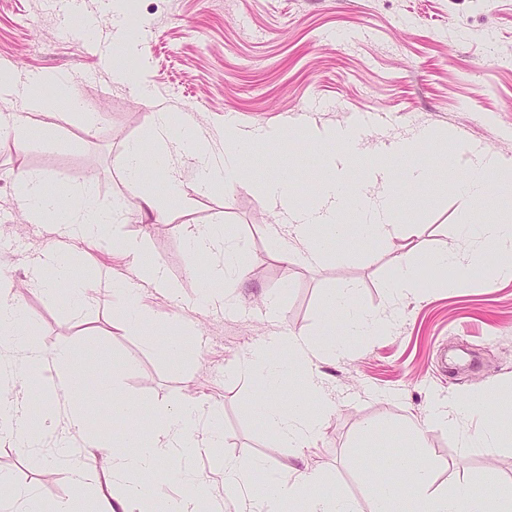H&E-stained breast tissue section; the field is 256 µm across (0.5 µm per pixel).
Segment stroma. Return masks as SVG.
<instances>
[{
	"label": "stroma",
	"mask_w": 512,
	"mask_h": 512,
	"mask_svg": "<svg viewBox=\"0 0 512 512\" xmlns=\"http://www.w3.org/2000/svg\"><path fill=\"white\" fill-rule=\"evenodd\" d=\"M123 29L112 26L111 0H75L61 10L58 0H0V68L33 83L41 74L66 76L92 120L70 113L65 101L52 109L57 139L47 142L40 118L23 133L14 124L27 113L22 96L0 91V293L19 300L35 330L34 341L51 353L70 346L76 358L91 357L104 371L116 359L132 366L121 380L130 399L155 406L193 400L220 406L222 455L249 451L282 473L310 468L321 472L359 512H370L369 474L376 459L395 455L397 425L424 431V445L437 461L431 487L452 489L485 475L512 485V444L494 448L465 446V432H479L480 419L466 431L431 421L433 407L466 394L492 390L495 416L512 422V275L494 277L499 265L488 255L483 267L445 270L427 262L429 254L452 250L464 257L471 242L460 236L463 224L494 216L491 200L502 192L491 182L485 201L464 206L457 180L441 186L404 181L398 162H390V202L402 228L382 242L363 241L342 256L320 263L302 258L283 262L272 251L270 230L277 217L255 184L286 173L300 202H311L325 175V159L341 144L316 143L308 131L352 130L358 166L387 143L408 139L423 128L448 130L478 151L512 161V0H120ZM138 53L130 56L126 44ZM145 68L151 98L116 81V64ZM168 107L173 119L190 118L199 131L217 136L225 123L248 131L284 133V141L257 144L243 154L249 184L196 190L197 162L172 152L170 166L183 197L167 210V221L140 218L145 191L164 195L161 179H129L126 146L140 142L154 153L153 101ZM303 123H296L297 114ZM42 174L49 188L72 202L91 192L103 209L121 205L110 230L143 241L141 260L161 264L176 296L149 284L140 286V304L160 334L183 332L187 350L172 364L162 348L146 347L126 329L112 306V290L98 280L129 278L133 272L120 252L88 241L69 242L54 223H28L17 200L20 173ZM422 227L412 242L406 225ZM223 226L232 242L243 245L245 275L237 281L207 280L224 262L221 251L191 253L186 230ZM74 247L73 270L92 299L72 309L67 287L47 293L34 286L33 271L45 252ZM414 261L419 285L391 299L387 284L398 265ZM460 278L448 292L441 280ZM494 286H487V279ZM353 289L359 309L393 314L387 334L346 336L337 357H312L324 391L335 402L322 418L308 447L287 448L244 406L256 396L248 381L226 375V366L245 359L271 337L288 332L316 335L328 326L322 298L337 288ZM280 316L270 319L268 300ZM377 424L370 456L357 452L365 424ZM207 423L195 431L191 475L206 477L214 512H259L248 493L227 492L224 475L206 447ZM53 444L24 451L0 434V473L29 487L48 504L71 491L69 467L52 462Z\"/></svg>",
	"instance_id": "obj_1"
}]
</instances>
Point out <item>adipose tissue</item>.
Instances as JSON below:
<instances>
[{"mask_svg":"<svg viewBox=\"0 0 512 512\" xmlns=\"http://www.w3.org/2000/svg\"><path fill=\"white\" fill-rule=\"evenodd\" d=\"M156 118L157 140L164 145L177 143L196 159L202 169L201 187L209 189L228 181H251L250 171L233 162L250 144L248 132L232 124L225 125V162L217 167L213 164V143L200 135L189 121L173 124L163 110L157 112ZM397 148L405 181L420 184L430 181L434 175L421 161L424 149L450 150L456 161L470 172L469 181L459 189L460 198L468 204L484 198L490 181L512 176L511 163L489 159L478 152L466 154L459 149L454 136L445 130L420 132L398 142ZM349 161V155L343 152L328 157V176L315 201L309 204L297 200L288 178L273 177L259 182L260 191L285 228L284 233L274 234L272 238L275 255L289 258L290 242L296 239L306 245V260L319 262L338 255L340 249L348 245L365 240L380 242L397 231L393 209L380 191L388 180L385 165L369 162L362 184L349 195L343 191ZM125 169L133 180L142 179L148 171L164 179L166 198L149 192L143 196L140 206L147 222L164 223V200L174 201L182 194L178 177L167 172L159 158L148 157L137 142L130 143L125 150ZM17 196L30 223L39 224L44 218H51L60 224L66 235L74 238H100L103 228L113 219L112 212L96 206L91 196H84L80 203H72L49 189L42 176L31 172L21 175ZM349 211L357 213L358 223H344L343 216ZM460 231L475 245L470 256L472 266H481L485 252L491 251L499 256L506 272L512 273L511 217L464 224ZM188 245L198 254L223 249L224 265L212 271V278L228 280L241 274V248L228 242L221 226L190 230ZM134 283L118 287L115 311L126 328L139 333L144 343L152 347L156 344V331L137 308ZM351 297V289L340 288L325 295L323 306L330 316L342 317L352 335L374 336L388 330L391 316L354 310ZM0 334L22 353L21 359L10 367L12 375L25 379L34 370L52 365L53 374L40 387V397L67 398V419L72 432L80 435L85 447L109 451L112 483L121 494L115 501L104 502L100 512H125L133 501L154 502L156 494L147 485V476L169 461L176 449L194 447V428L203 414L202 407L189 401L142 412L140 403L121 392V379L130 366L129 361H113L112 375L106 378L98 374L92 363L76 362L69 346H60L50 354L43 353L34 343L33 331L24 318L22 307L4 297L0 298ZM316 348L336 356L343 352L344 345L332 330L318 341L291 332L283 333L271 337L244 361L228 369L231 375L249 379L261 392L258 399L247 404V412L291 448L305 447L317 434L321 416L334 407L333 399L322 389L319 375L305 367L309 352ZM90 394L106 402L113 421L111 440H104L86 427L77 400ZM410 439L414 444L411 451L385 458L375 469L372 512H512V487L495 481L488 482L479 492L466 483L457 484L448 492L432 490L429 478L436 462L429 450L421 447L420 430H413ZM56 447L59 459L73 461L74 471L70 496L55 502L51 512H79L89 494L91 473L84 461L72 459L68 439H57ZM222 467L226 486L247 488L261 501L263 512H284L289 503L299 504V512H355L354 504L342 493L327 490L319 472L305 469L286 476L265 469L261 461L252 457L227 459Z\"/></svg>","mask_w":512,"mask_h":512,"instance_id":"obj_1","label":"adipose tissue"}]
</instances>
